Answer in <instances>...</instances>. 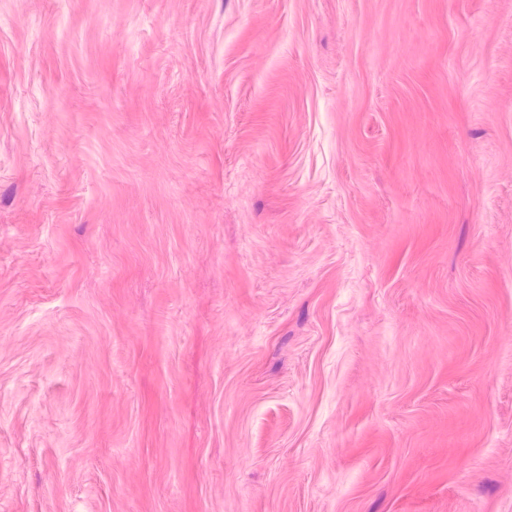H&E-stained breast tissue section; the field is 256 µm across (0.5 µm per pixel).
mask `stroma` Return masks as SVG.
Listing matches in <instances>:
<instances>
[{
    "label": "stroma",
    "mask_w": 512,
    "mask_h": 512,
    "mask_svg": "<svg viewBox=\"0 0 512 512\" xmlns=\"http://www.w3.org/2000/svg\"><path fill=\"white\" fill-rule=\"evenodd\" d=\"M0 512H512V0H0Z\"/></svg>",
    "instance_id": "obj_1"
}]
</instances>
